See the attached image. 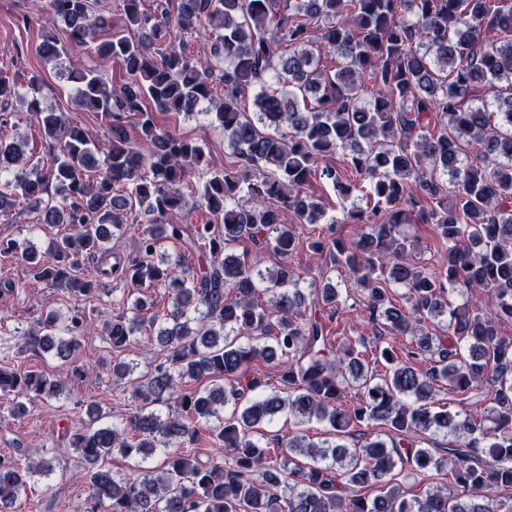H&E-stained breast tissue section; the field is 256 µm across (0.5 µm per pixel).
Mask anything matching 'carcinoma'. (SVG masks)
<instances>
[{
    "instance_id": "cac0c4a2",
    "label": "carcinoma",
    "mask_w": 512,
    "mask_h": 512,
    "mask_svg": "<svg viewBox=\"0 0 512 512\" xmlns=\"http://www.w3.org/2000/svg\"><path fill=\"white\" fill-rule=\"evenodd\" d=\"M143 2L120 0L118 19L99 0L45 6L49 23L64 22L68 45L47 31L41 52L58 60L77 49L96 60L69 78L76 105L100 114L110 136L90 137L33 96L29 116L49 165L0 138V172L13 174L0 183V213L19 198L40 223L70 227L42 254L0 238V258L24 261L74 300L66 320L47 312L20 345L0 335V406L22 414L28 401L57 399L68 375L84 377L81 367L46 374L8 362L31 351L66 367L109 277L127 286L122 312L104 325L112 350L142 342L168 351L137 376L130 363L113 364V377L139 399L125 422L104 423L89 402L87 420L66 432L92 488L74 512H512V498L495 495L512 488V338L501 332L512 320V0H158L153 13ZM134 28L149 33L124 34ZM201 28L207 67L178 40ZM317 43L339 63H320ZM114 63L117 87L101 74ZM216 86L212 124L235 161L211 169L200 146L158 126L154 113L193 114ZM251 90L249 115L240 103ZM18 96L15 80L0 74V104ZM337 156L346 167L330 164ZM318 179L349 202L341 215L328 216L316 198ZM285 209L302 224L367 232L311 242L330 266L303 289L286 263L299 239L281 223ZM176 212L184 223L166 220ZM131 220L145 225L135 255H112L109 244ZM402 224L433 226L443 243L437 267L414 262ZM260 236L285 260L274 272L232 253ZM165 241L196 250L197 264L163 257ZM341 268L357 274L371 320H385L372 352L359 350L360 336L339 343L327 330L345 304L333 283ZM157 287L168 310L150 315L144 290ZM394 287L405 289L407 309L393 304ZM454 294L478 306L448 302ZM437 322L440 336L430 331ZM404 340L427 368L398 355ZM369 354L384 376L369 370ZM257 358L276 369L277 391L262 393L248 374ZM445 385L462 403L488 385L496 406L450 414L434 401ZM348 388L359 394L349 406ZM283 413L326 424L328 438L264 441L260 429ZM202 425L212 444L204 462L195 447ZM378 427L387 439L346 443ZM436 433L454 446L441 454L421 446ZM115 452L137 460L134 472L100 467ZM155 455L163 461L151 466ZM57 463L21 448L0 457V512H14ZM397 468L422 480L445 471L457 491L408 499L394 483ZM370 484L383 492L343 493Z\"/></svg>"
}]
</instances>
